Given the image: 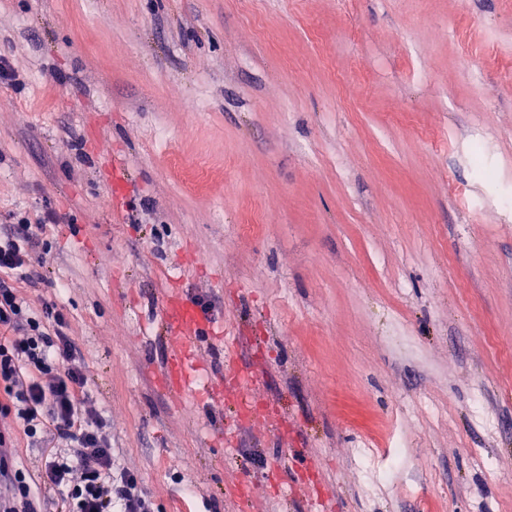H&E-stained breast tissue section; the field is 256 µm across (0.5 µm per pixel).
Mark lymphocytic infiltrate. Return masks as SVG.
Instances as JSON below:
<instances>
[{"label": "lymphocytic infiltrate", "instance_id": "lymphocytic-infiltrate-1", "mask_svg": "<svg viewBox=\"0 0 512 512\" xmlns=\"http://www.w3.org/2000/svg\"><path fill=\"white\" fill-rule=\"evenodd\" d=\"M0 229V512H153L138 476L116 468L111 433L90 400L86 366L56 302L32 306L44 283L47 225L56 211L17 212ZM41 448L20 467L17 436Z\"/></svg>", "mask_w": 512, "mask_h": 512}]
</instances>
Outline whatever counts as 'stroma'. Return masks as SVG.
I'll return each instance as SVG.
<instances>
[{
	"label": "stroma",
	"instance_id": "1",
	"mask_svg": "<svg viewBox=\"0 0 512 512\" xmlns=\"http://www.w3.org/2000/svg\"><path fill=\"white\" fill-rule=\"evenodd\" d=\"M1 56L0 226L66 214L27 294L155 512H512V0H0ZM169 294L252 420L158 384Z\"/></svg>",
	"mask_w": 512,
	"mask_h": 512
}]
</instances>
